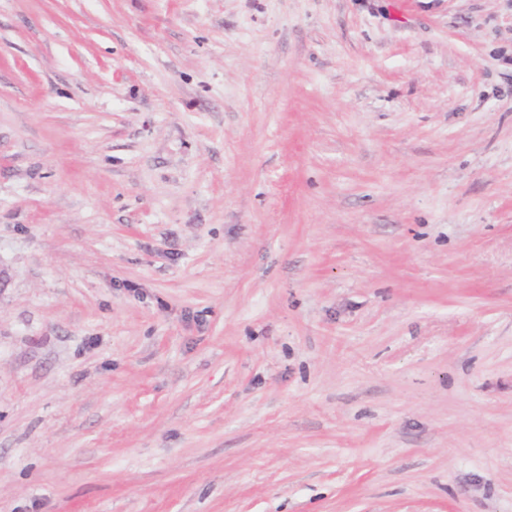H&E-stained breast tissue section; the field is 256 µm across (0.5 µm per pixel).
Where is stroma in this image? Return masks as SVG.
<instances>
[{
	"instance_id": "stroma-1",
	"label": "stroma",
	"mask_w": 512,
	"mask_h": 512,
	"mask_svg": "<svg viewBox=\"0 0 512 512\" xmlns=\"http://www.w3.org/2000/svg\"><path fill=\"white\" fill-rule=\"evenodd\" d=\"M0 512H512V0H0Z\"/></svg>"
}]
</instances>
